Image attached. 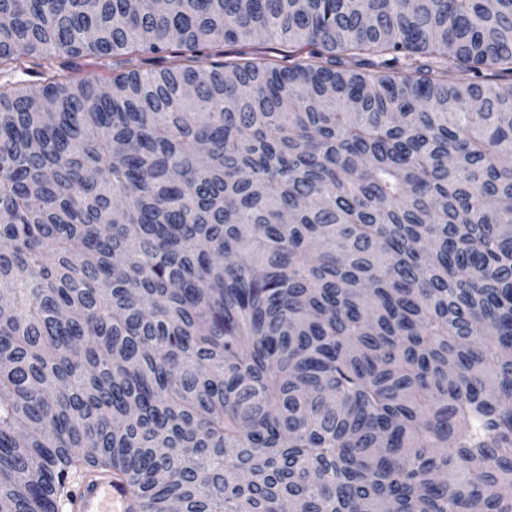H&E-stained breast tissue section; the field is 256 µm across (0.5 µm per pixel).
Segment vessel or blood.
Here are the masks:
<instances>
[{"label": "vessel or blood", "mask_w": 512, "mask_h": 512, "mask_svg": "<svg viewBox=\"0 0 512 512\" xmlns=\"http://www.w3.org/2000/svg\"><path fill=\"white\" fill-rule=\"evenodd\" d=\"M64 512H136L126 484L108 473L93 474L76 488Z\"/></svg>", "instance_id": "obj_1"}]
</instances>
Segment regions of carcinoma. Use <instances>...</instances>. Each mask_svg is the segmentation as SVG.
I'll use <instances>...</instances> for the list:
<instances>
[{"label": "carcinoma", "mask_w": 512, "mask_h": 512, "mask_svg": "<svg viewBox=\"0 0 512 512\" xmlns=\"http://www.w3.org/2000/svg\"><path fill=\"white\" fill-rule=\"evenodd\" d=\"M84 54L0 86V512H512V0H0ZM121 56L111 58H100L95 55L84 56L77 59H55L53 61H41V66H31L27 72H0V84L15 83L20 86L44 84L51 80L53 76L63 74L67 70L63 68V64H67L69 71L74 75H107L112 77L122 72L127 71L120 61ZM108 63V66L103 64ZM64 512H137L126 484L108 473L93 474L76 488Z\"/></svg>", "instance_id": "1"}]
</instances>
